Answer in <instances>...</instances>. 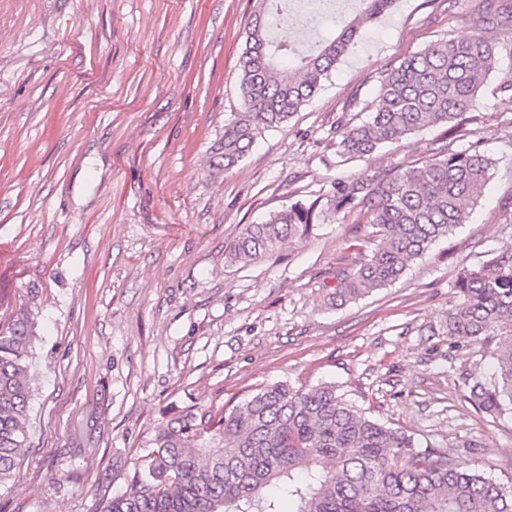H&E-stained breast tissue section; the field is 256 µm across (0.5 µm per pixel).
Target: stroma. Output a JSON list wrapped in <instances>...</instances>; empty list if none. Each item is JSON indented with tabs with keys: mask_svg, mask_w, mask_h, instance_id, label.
Instances as JSON below:
<instances>
[{
	"mask_svg": "<svg viewBox=\"0 0 512 512\" xmlns=\"http://www.w3.org/2000/svg\"><path fill=\"white\" fill-rule=\"evenodd\" d=\"M256 0H0V317L31 311L26 448L0 512H101L147 437L193 404L334 383L419 445L512 487V416L468 403L489 350L443 330L463 267L512 246V34L458 148L495 161L468 222L394 285L341 307L322 288L367 253L369 225L323 210L299 240L240 263L244 225L334 182L409 163L442 127L361 159L339 128L366 119L401 60L472 30L482 0H396L321 88L225 167L243 111L239 60Z\"/></svg>",
	"mask_w": 512,
	"mask_h": 512,
	"instance_id": "stroma-1",
	"label": "stroma"
}]
</instances>
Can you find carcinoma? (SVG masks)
Returning a JSON list of instances; mask_svg holds the SVG:
<instances>
[{"label": "carcinoma", "mask_w": 512, "mask_h": 512, "mask_svg": "<svg viewBox=\"0 0 512 512\" xmlns=\"http://www.w3.org/2000/svg\"><path fill=\"white\" fill-rule=\"evenodd\" d=\"M281 2L258 0L247 32L240 59L246 111L224 125L226 169L310 100L367 21L394 0H360L364 9L337 37L300 57L295 71L279 61L295 47L271 36ZM469 23V38L430 45L381 78L368 120L343 129L341 153L361 158L425 128L464 123L496 65L489 33H512V5L488 0ZM453 145L333 185L327 206L359 211L374 244L355 264L336 268L324 302L342 306L396 283L433 243L468 221L493 162L474 144ZM316 219L317 201H296L245 225L228 258L271 254L304 236ZM455 288L458 302L444 335L488 343L494 366L493 383L473 382L467 399L489 414L512 413V249L462 270ZM34 338L25 310L0 323V482L26 447ZM145 447L129 489L105 500L103 512H512L511 490L370 418L332 383H272L221 411L192 405Z\"/></svg>", "instance_id": "cac0c4a2"}]
</instances>
